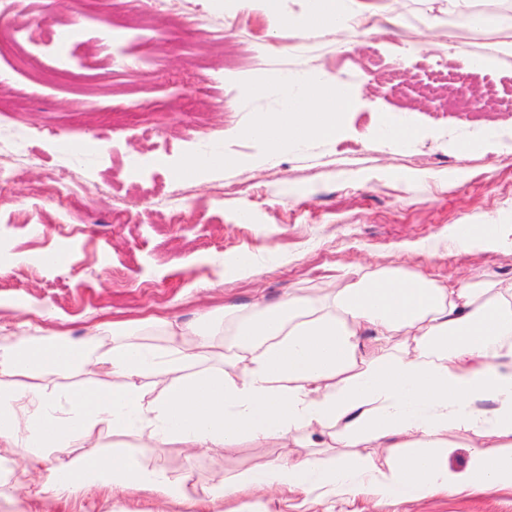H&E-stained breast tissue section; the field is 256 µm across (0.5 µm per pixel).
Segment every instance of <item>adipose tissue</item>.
<instances>
[{
	"mask_svg": "<svg viewBox=\"0 0 512 512\" xmlns=\"http://www.w3.org/2000/svg\"><path fill=\"white\" fill-rule=\"evenodd\" d=\"M306 29L329 27L351 45L365 23L360 0H311ZM282 102L250 134L271 152L335 136L350 98L309 72L265 84ZM343 287L288 294L250 313L228 311L224 369L204 363L212 335L175 341L165 360L140 344L102 354L96 341L49 331L0 342V375L62 376L107 363L111 387L59 397L39 387L0 385V459L13 470H40L44 488L64 496L77 487H143L165 502L185 499L162 469L137 470L121 452L88 448L101 427L136 430L142 442L177 441L195 450L296 447L215 486L212 497L253 490L302 489L322 502L371 496L375 512L390 502L421 501L476 486L512 487V281L485 275L447 287L419 274L350 271ZM371 334L382 354L363 352ZM73 357H64V350ZM194 366L185 374L186 366ZM157 380L146 390L142 378ZM469 433V461L451 469L448 454ZM330 437L346 450L313 453ZM381 454L369 453L370 445ZM84 447L75 459L68 448ZM56 465H48L49 456Z\"/></svg>",
	"mask_w": 512,
	"mask_h": 512,
	"instance_id": "obj_1",
	"label": "adipose tissue"
}]
</instances>
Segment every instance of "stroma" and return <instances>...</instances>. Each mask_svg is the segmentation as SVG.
<instances>
[{"label":"stroma","instance_id":"obj_1","mask_svg":"<svg viewBox=\"0 0 512 512\" xmlns=\"http://www.w3.org/2000/svg\"><path fill=\"white\" fill-rule=\"evenodd\" d=\"M112 2L0 0V23L26 25L36 48L28 64L0 56V100L22 104L0 109V140L21 128L34 133L24 155L4 161L14 179L0 192V339L55 330L93 336L107 354L126 342L165 351V322L214 332L225 306L253 311L359 267L446 286L483 273L512 280V241L470 255L450 246L456 225H512V56L494 70L474 66L512 32L457 24L448 0H363L384 13L376 28H364L350 49L320 30L311 36L316 54L301 56L289 44L306 35L310 0H228L222 8L169 0L147 21L127 8L120 29L107 22ZM309 70L347 89L351 108L335 137L270 155L249 128L278 112L280 99L246 87ZM486 87L496 91L486 111L446 109L448 90ZM387 122L419 136L389 145L374 135ZM465 142L474 151H461ZM212 151L230 164L186 172L190 159ZM141 152L162 158L148 197L127 176ZM65 174L79 188L63 208L54 188ZM119 208L125 216L116 222ZM53 251L64 263L49 261ZM242 261L250 273L236 272ZM105 375H5L0 383L63 395L103 385ZM98 442L184 484L188 500L169 512H315L301 495L286 504L245 495L209 502L225 478L284 456L275 442L192 453L107 427ZM0 512H160V499L97 488L59 499L30 480L0 486ZM387 512H512V492Z\"/></svg>","mask_w":512,"mask_h":512}]
</instances>
